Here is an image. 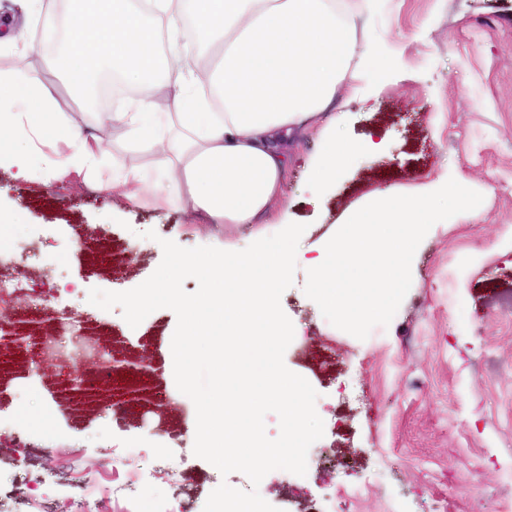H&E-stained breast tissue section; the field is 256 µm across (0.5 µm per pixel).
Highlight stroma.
<instances>
[{
    "label": "stroma",
    "mask_w": 512,
    "mask_h": 512,
    "mask_svg": "<svg viewBox=\"0 0 512 512\" xmlns=\"http://www.w3.org/2000/svg\"><path fill=\"white\" fill-rule=\"evenodd\" d=\"M378 53L358 58L357 93L339 104L342 133L352 142L373 139L379 153L342 161L335 179L314 185L312 162L325 153L326 124L298 133L283 178V196L258 224L211 225L150 199L106 193L79 178L23 181L0 168V222L74 224L89 232L98 251L112 238L110 217L131 258L122 266L81 262L55 266L57 287L127 291L160 264L161 240L191 248L236 251L305 224L300 244L316 249L337 231L340 218L372 191L413 193L449 176L483 196L478 223L448 221L431 227L411 265L412 284L379 335L360 340L334 327L304 293L305 265L281 296V307L302 347H288L286 367L317 369L312 386L324 422L318 447L328 459L300 482L275 470L260 483L273 506L301 512L306 501L337 489L335 512H501L512 485V0H383L366 22ZM155 239L143 238V229ZM89 317L114 336V350H139L156 324L175 330L167 308L130 328L121 308L86 305ZM93 410L72 419L55 404L40 412L24 446L0 449V469L25 461L28 469L110 484L112 465L87 445ZM180 480L160 476L158 489L205 504L223 477L203 480L209 462L192 457ZM366 484L351 501L350 485Z\"/></svg>",
    "instance_id": "stroma-1"
}]
</instances>
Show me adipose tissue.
<instances>
[{
  "instance_id": "obj_1",
  "label": "adipose tissue",
  "mask_w": 512,
  "mask_h": 512,
  "mask_svg": "<svg viewBox=\"0 0 512 512\" xmlns=\"http://www.w3.org/2000/svg\"><path fill=\"white\" fill-rule=\"evenodd\" d=\"M14 0L48 51L0 76V167L253 224L281 195L296 131L357 80L354 17L376 0ZM216 49L201 61L197 41ZM133 93L88 114L104 73ZM144 162L110 154L112 137Z\"/></svg>"
}]
</instances>
